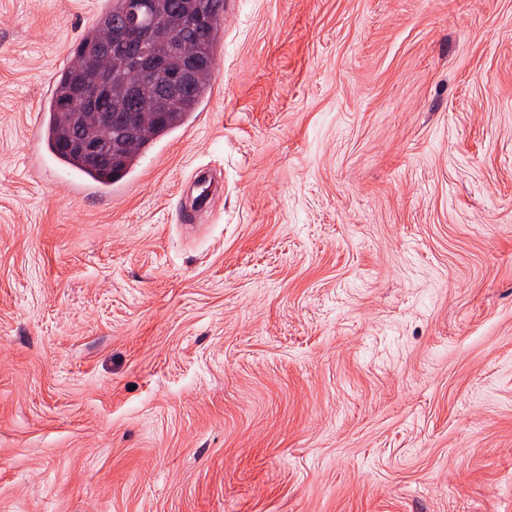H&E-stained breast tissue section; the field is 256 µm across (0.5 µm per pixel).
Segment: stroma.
<instances>
[{"label":"stroma","instance_id":"obj_1","mask_svg":"<svg viewBox=\"0 0 512 512\" xmlns=\"http://www.w3.org/2000/svg\"><path fill=\"white\" fill-rule=\"evenodd\" d=\"M103 0H0V512H512V0H229L202 116L71 197Z\"/></svg>","mask_w":512,"mask_h":512}]
</instances>
